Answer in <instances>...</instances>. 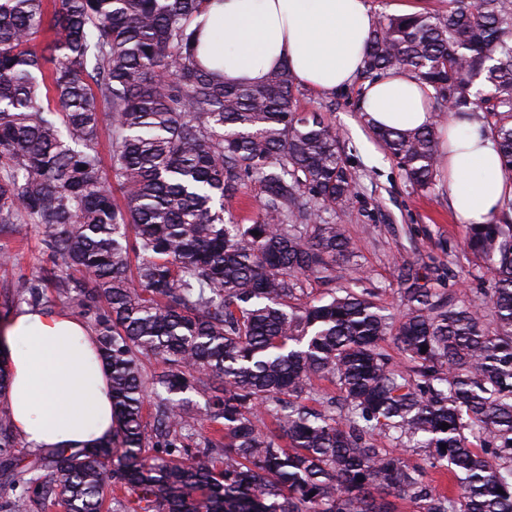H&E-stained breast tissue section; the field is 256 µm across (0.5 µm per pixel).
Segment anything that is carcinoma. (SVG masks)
Returning <instances> with one entry per match:
<instances>
[{
	"label": "carcinoma",
	"instance_id": "1",
	"mask_svg": "<svg viewBox=\"0 0 512 512\" xmlns=\"http://www.w3.org/2000/svg\"><path fill=\"white\" fill-rule=\"evenodd\" d=\"M210 2L52 0L47 69L34 44L47 0H0V225L43 226L57 302L95 326L114 425L98 447L29 458L1 406L0 512H102L108 488L125 490L112 512H395L404 497L512 512V197L465 236L493 283L486 304L405 264L392 323L375 292L336 286L357 257L340 222L357 186L341 135L297 111L288 68L241 84L205 67L196 19ZM400 69L432 88L431 122L369 129L413 189L435 186L448 112L481 123L512 175V0L377 14L360 83ZM247 181L263 196L240 224L224 199ZM308 280L328 296L301 302ZM145 359L164 370L146 375ZM195 395L217 428L189 448ZM392 431L456 489L381 452Z\"/></svg>",
	"mask_w": 512,
	"mask_h": 512
}]
</instances>
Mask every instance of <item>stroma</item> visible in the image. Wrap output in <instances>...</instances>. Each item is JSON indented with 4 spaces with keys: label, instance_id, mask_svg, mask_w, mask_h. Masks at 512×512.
Returning <instances> with one entry per match:
<instances>
[{
    "label": "stroma",
    "instance_id": "stroma-1",
    "mask_svg": "<svg viewBox=\"0 0 512 512\" xmlns=\"http://www.w3.org/2000/svg\"><path fill=\"white\" fill-rule=\"evenodd\" d=\"M360 101L356 85L336 93L305 87L298 97L300 111L321 113L340 131L357 178L358 194L343 225L359 247L358 289L377 292L380 304L400 314V267L421 258L446 271L443 291L482 302L490 279L461 248L466 227L456 223L446 189L439 184L426 194L414 191L394 158L376 142L359 139L358 130L366 126ZM1 250L10 252L11 261L0 267V321L21 310L17 290L24 283L40 277L47 281L45 294L54 293L48 284L54 260L41 226L13 225L0 233Z\"/></svg>",
    "mask_w": 512,
    "mask_h": 512
}]
</instances>
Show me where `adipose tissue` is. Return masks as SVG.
I'll list each match as a JSON object with an SVG mask.
<instances>
[{
  "instance_id": "ef3b65f1",
  "label": "adipose tissue",
  "mask_w": 512,
  "mask_h": 512,
  "mask_svg": "<svg viewBox=\"0 0 512 512\" xmlns=\"http://www.w3.org/2000/svg\"><path fill=\"white\" fill-rule=\"evenodd\" d=\"M203 20V63L223 62L225 80L256 84L281 66L297 82L335 93L364 67L374 17L367 0H212ZM432 89L402 71L365 83L362 109L377 125L406 130L431 120ZM440 146L451 207L463 224H484L512 195L500 157L478 122L448 115ZM97 338L61 309L27 307L7 322L0 354L11 380L15 434L27 448H90L112 436L108 374Z\"/></svg>"
}]
</instances>
